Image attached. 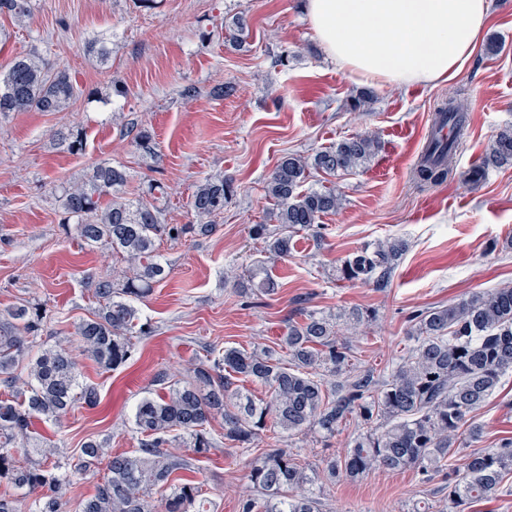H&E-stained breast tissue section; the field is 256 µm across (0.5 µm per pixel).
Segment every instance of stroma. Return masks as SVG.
<instances>
[{
  "instance_id": "1",
  "label": "stroma",
  "mask_w": 512,
  "mask_h": 512,
  "mask_svg": "<svg viewBox=\"0 0 512 512\" xmlns=\"http://www.w3.org/2000/svg\"><path fill=\"white\" fill-rule=\"evenodd\" d=\"M301 0H32L24 25L0 15V69L30 50L67 67L83 94L64 112H12L0 116V309L24 301L52 314L41 339L79 355L81 376L99 391L91 409L78 408L59 424L40 425L61 458L77 456L83 442H107L112 452L136 448V403L156 392L159 373L174 376L204 348L248 351L275 346L299 308L338 315L352 308L375 312L349 339L367 366L390 371L413 341L415 311L444 306L485 288L512 286V166L489 168L476 187L460 174L478 165L495 134L512 124V0H493L471 57L448 82L399 88L367 85L328 61L319 49ZM245 44L228 42L236 20ZM107 38L112 55L101 63L90 49ZM496 42L497 52L487 50ZM126 88L103 104L91 90ZM198 97L185 101L184 86ZM223 96H214L215 88ZM369 92L363 109L354 98ZM464 106L467 127L454 155V172L435 185L418 183L414 168L439 102ZM149 128L158 160L147 158L126 132L129 122ZM86 132L82 153L52 138L61 127ZM375 135L381 149L357 170L316 174L313 187H333L341 209L323 217L324 239L294 238L288 259L266 258L251 228L268 221L274 203L264 182L282 157L313 154L358 134ZM123 166L124 195L149 200L150 183L166 188L159 205L170 224L189 223L187 203L210 176L232 179L235 192L211 233L162 240L170 268L138 307L151 332L117 370L101 371L81 357L76 325L96 308L88 280L119 275L125 264L107 249L84 247L63 230L52 195L55 185L90 173L101 160ZM388 238L408 249L387 287L340 281L336 269L349 254ZM278 284L271 295L242 294L254 261ZM480 447L512 437V376L477 412ZM217 448L195 463L194 477L216 512H238L251 495L246 465L265 441L234 448L213 423ZM355 433L284 438L310 469L344 454ZM447 476L423 480L416 470L373 471L355 481H319L321 512H415L441 505Z\"/></svg>"
}]
</instances>
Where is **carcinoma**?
<instances>
[{
	"instance_id": "1",
	"label": "carcinoma",
	"mask_w": 512,
	"mask_h": 512,
	"mask_svg": "<svg viewBox=\"0 0 512 512\" xmlns=\"http://www.w3.org/2000/svg\"><path fill=\"white\" fill-rule=\"evenodd\" d=\"M2 12L21 22L29 16L30 0H0ZM78 94L68 69L49 66L36 51L0 71V115L62 112ZM445 122L456 136L463 134L466 115L454 99L436 109L434 125ZM128 133L139 149L152 152L149 130L132 122ZM84 138L81 128L54 133L56 144L70 153L83 150ZM379 149L378 139L357 134L310 156L284 157L264 186L276 203L270 220L277 228L252 229L264 240V253L273 259L290 256L299 231L322 238L320 219L341 208L342 196L334 189H302L311 171L348 172L365 166ZM454 155L453 143L430 137L417 177L444 180ZM503 165H512V126L496 134L482 164L462 179L477 185L489 167ZM126 181L123 169L103 160L86 179L55 188L62 224L74 225L88 248L108 247L122 255L132 270L119 286L109 278L92 282L98 309L75 327L84 354L105 371L125 363L134 350L132 339L146 335L136 302L167 276L159 241L210 233V218L234 193L231 181L207 178L189 202L196 223L165 224L159 206L134 205L119 196ZM407 248L401 239L381 241L346 257L338 277L384 288ZM300 316L282 337L287 359L271 347L251 352L226 347L218 357L208 350L183 378L157 376L163 392L143 398L135 410L138 448L113 453L106 442L90 439L77 460L63 465L34 421L58 422L80 406H96L97 388L81 381L68 349L36 343L50 320L47 308L27 302L0 310V484L19 491L0 496V512H214L203 485L182 473L215 449L209 429L218 417L224 440L239 447L261 439L270 423L290 437L311 433L324 440L350 422L357 429L347 453L326 461L320 474L307 473L291 449L271 445L249 464L248 478L259 497L242 499L239 512H320L314 491L320 478L334 483L375 470L415 469L428 480L448 474V512H466L500 495L512 474V438L468 454L459 479L453 478V459L480 437V430L466 424L512 372L511 286L418 313L410 329L415 344L388 376L358 362L349 344L337 339L332 318L303 308ZM239 380L264 385L271 400L253 401L237 387ZM102 462L107 476L93 495L73 506L68 486ZM157 489L163 491L159 499Z\"/></svg>"
}]
</instances>
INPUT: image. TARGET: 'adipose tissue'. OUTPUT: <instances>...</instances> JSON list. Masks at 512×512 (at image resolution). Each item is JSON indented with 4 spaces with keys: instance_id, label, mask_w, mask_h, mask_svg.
<instances>
[{
    "instance_id": "ef3b65f1",
    "label": "adipose tissue",
    "mask_w": 512,
    "mask_h": 512,
    "mask_svg": "<svg viewBox=\"0 0 512 512\" xmlns=\"http://www.w3.org/2000/svg\"><path fill=\"white\" fill-rule=\"evenodd\" d=\"M490 0H306L328 58L368 83L444 82L470 58Z\"/></svg>"
}]
</instances>
